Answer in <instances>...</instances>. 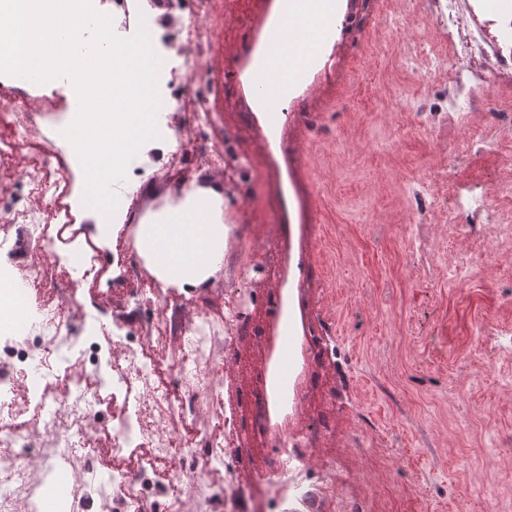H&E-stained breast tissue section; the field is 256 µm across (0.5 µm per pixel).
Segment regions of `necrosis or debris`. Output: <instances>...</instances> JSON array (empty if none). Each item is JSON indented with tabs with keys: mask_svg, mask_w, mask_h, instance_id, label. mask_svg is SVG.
Masks as SVG:
<instances>
[{
	"mask_svg": "<svg viewBox=\"0 0 512 512\" xmlns=\"http://www.w3.org/2000/svg\"><path fill=\"white\" fill-rule=\"evenodd\" d=\"M440 34L448 42L447 56L432 67H447L455 93H464L482 78L512 83V0H431ZM98 11L109 14L116 33L133 36L146 28L155 54L163 56L158 90L159 136L148 151L129 163L125 185L118 192L112 223L129 224L130 194L150 171L175 156L191 155L202 171L224 168L223 152L210 147L205 130L223 91L220 80L202 77L198 60L212 46L203 41L198 22L216 13V0H97ZM28 81L0 74V512H40L62 470L75 477L61 499L64 512L88 490L112 499L113 512H138L157 496L168 501V512H183L187 496L204 498L213 512H238L237 490H224L209 478L211 470L232 473L246 432L236 413L224 416V434L203 435L199 447L183 456H198L200 468L182 473L167 485L156 484L149 469L130 461L126 449L142 448L155 460L168 458L175 446L172 420L196 412L195 391L212 381L201 368L204 354L233 351L244 314L242 296L227 294L224 322L208 315L191 320L189 337L180 347L174 366L186 388L181 404H173L156 381L151 342L170 335L173 324L162 287L145 282L127 290L117 275L114 290L126 292L127 302L156 304V316L145 327L126 323L102 341L98 320L90 314L72 316L54 296V272L33 277L29 256L44 248L50 226L74 224L80 212L73 196L71 174L81 164L64 136L75 114L67 102L75 91L59 78L37 85V105L20 106ZM25 154L16 166L17 154ZM472 222L489 225L479 242L492 256L512 241V226L501 224L485 198L467 196L459 204ZM112 366V382L126 390H142L149 402L141 412L112 420V471L100 476L85 443L102 413L104 364ZM287 380L257 376L248 393L252 405L250 430L266 437L272 455L260 476L271 495L265 512H280L282 504L302 497L307 473L308 446L313 428L275 426L269 414L271 396L285 397Z\"/></svg>",
	"mask_w": 512,
	"mask_h": 512,
	"instance_id": "4bbe7bcc",
	"label": "necrosis or debris"
}]
</instances>
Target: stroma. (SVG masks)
Returning a JSON list of instances; mask_svg holds the SVG:
<instances>
[{"label": "stroma", "instance_id": "35a3bbf8", "mask_svg": "<svg viewBox=\"0 0 512 512\" xmlns=\"http://www.w3.org/2000/svg\"><path fill=\"white\" fill-rule=\"evenodd\" d=\"M244 2L248 22H199L222 46L198 69L226 76L210 141L227 167L203 179L179 158L136 190L141 221L172 201L171 183L217 190L225 224L243 232L201 288L202 304L168 292L172 314L222 320L225 291L242 290L249 317L218 378L244 389L273 367L290 310L297 400L278 419L317 428L308 501L294 512L355 502L364 512H486L490 492L512 512V245L488 261L444 216L415 221L416 194L435 172L443 208L454 193L482 192L512 223V136L493 154L465 150L472 130L512 109V87L482 83L459 120L431 128L448 106V73L428 68L444 50L428 0H341L330 74L304 77L274 126L253 106L245 54L260 46L276 0ZM412 236L424 244L416 258ZM271 247L276 267L260 268ZM56 296L99 307L108 329L127 319L123 297L104 287L62 276ZM234 401L222 388L202 395L198 421L176 424L177 438L223 423ZM267 458L261 439H247L233 474L253 489L242 512L267 495L255 481Z\"/></svg>", "mask_w": 512, "mask_h": 512}]
</instances>
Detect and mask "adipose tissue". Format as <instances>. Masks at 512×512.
I'll use <instances>...</instances> for the list:
<instances>
[{
    "label": "adipose tissue",
    "instance_id": "adipose-tissue-1",
    "mask_svg": "<svg viewBox=\"0 0 512 512\" xmlns=\"http://www.w3.org/2000/svg\"><path fill=\"white\" fill-rule=\"evenodd\" d=\"M214 193L186 190L182 199L140 227L139 248L155 277L178 288L205 283L221 265L229 227L213 213Z\"/></svg>",
    "mask_w": 512,
    "mask_h": 512
}]
</instances>
